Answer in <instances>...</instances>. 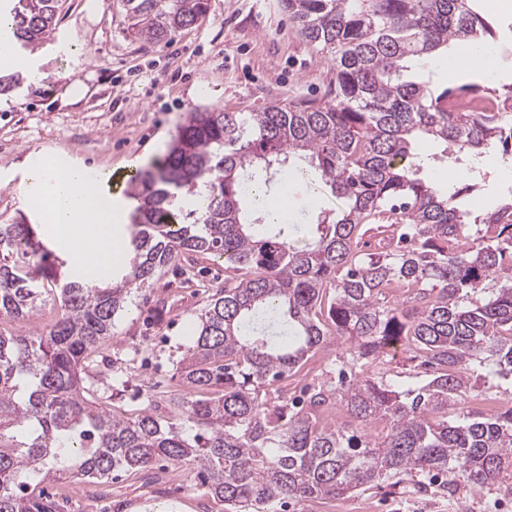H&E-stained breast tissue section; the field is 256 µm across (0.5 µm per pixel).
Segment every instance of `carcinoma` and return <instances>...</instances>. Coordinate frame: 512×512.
Here are the masks:
<instances>
[{"label":"carcinoma","mask_w":512,"mask_h":512,"mask_svg":"<svg viewBox=\"0 0 512 512\" xmlns=\"http://www.w3.org/2000/svg\"><path fill=\"white\" fill-rule=\"evenodd\" d=\"M12 38L23 47L55 30L63 0H13ZM136 34L159 44L195 24L207 0H125ZM301 36L336 71V103L270 105L260 112L187 113L164 158L130 180L141 204L117 280L90 286L51 253L35 224H0V315L24 319L52 281L61 316L49 331H0V512H62L49 481L106 484L117 470L165 462L196 468L227 512H272L277 502L336 499L393 477L442 472L487 487L512 477V407L466 413L470 363L512 374V195L475 214L470 187L443 191L419 177V138L455 156L497 145L512 161V84L435 89L417 58L495 40L479 0H286ZM305 162L345 207L322 211L294 241L267 224L270 193ZM264 204L248 211L251 185ZM386 224L400 246L368 252L363 227ZM193 253L224 259V279L179 361L195 390L169 415L126 417L83 395L91 354L111 335L130 286ZM498 279L490 290L485 284ZM406 289L400 304L387 295ZM332 336L352 342L336 382L288 392ZM401 344L434 369L402 390L360 376ZM341 404L361 427L328 429ZM389 421L383 438L364 426Z\"/></svg>","instance_id":"obj_1"}]
</instances>
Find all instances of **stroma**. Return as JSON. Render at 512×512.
<instances>
[{
  "mask_svg": "<svg viewBox=\"0 0 512 512\" xmlns=\"http://www.w3.org/2000/svg\"><path fill=\"white\" fill-rule=\"evenodd\" d=\"M26 57L44 74L36 84L20 80L0 94V224L40 223L18 188L28 157L55 150L75 163L111 172L138 170L162 158L187 112L219 108L258 112L272 104L336 101L330 57L306 41L283 0H208L194 25L158 45L136 38L125 0H65L50 39ZM436 84L470 81L512 83V73L485 71L459 62L454 68L428 61ZM457 186L475 184L464 202L490 208L512 187V167L498 154L459 164ZM284 218L304 235L321 210L341 200L296 174ZM224 262L210 255L175 261L149 282L132 286L112 334L93 356L86 388L90 398L133 417L182 394L177 370L190 346L197 316L217 286ZM414 389L430 371L413 351L396 346L367 370ZM512 406V376L483 365L468 392L471 411ZM174 468L120 473L107 490L88 481L70 484L69 512H224L196 483L179 481ZM282 512H512V479L489 487L421 473L380 482L338 500L288 503Z\"/></svg>",
  "mask_w": 512,
  "mask_h": 512,
  "instance_id": "stroma-1",
  "label": "stroma"
}]
</instances>
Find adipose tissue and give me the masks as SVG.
<instances>
[{
	"mask_svg": "<svg viewBox=\"0 0 512 512\" xmlns=\"http://www.w3.org/2000/svg\"><path fill=\"white\" fill-rule=\"evenodd\" d=\"M100 169L70 162L57 153L35 154L23 202L37 211L55 246L96 282L112 271L124 244L112 215V198L101 191Z\"/></svg>",
	"mask_w": 512,
	"mask_h": 512,
	"instance_id": "ef3b65f1",
	"label": "adipose tissue"
}]
</instances>
